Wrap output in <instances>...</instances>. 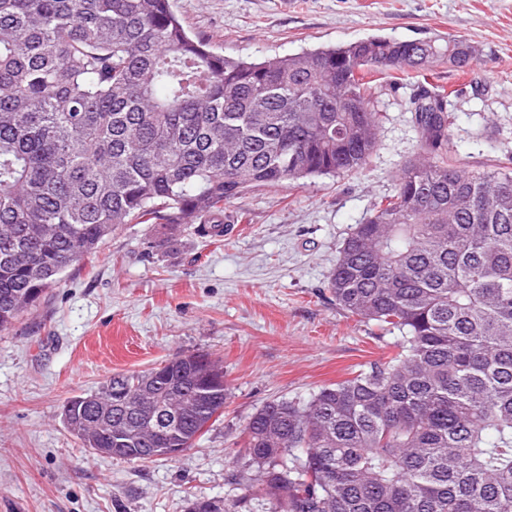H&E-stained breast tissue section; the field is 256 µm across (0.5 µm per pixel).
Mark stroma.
Returning a JSON list of instances; mask_svg holds the SVG:
<instances>
[{"mask_svg": "<svg viewBox=\"0 0 512 512\" xmlns=\"http://www.w3.org/2000/svg\"><path fill=\"white\" fill-rule=\"evenodd\" d=\"M187 29L245 60L382 35L462 38L478 58L452 90L450 148L469 169L512 150V0H174ZM414 85L386 87L379 146L355 174L251 190L222 240L128 224L74 263L46 301L0 332V512H183L195 496L243 494L236 455L250 417L368 369L396 332L360 321L325 289L338 250L422 151ZM221 362L224 413L181 455L149 463L89 453L64 426L70 396L182 353Z\"/></svg>", "mask_w": 512, "mask_h": 512, "instance_id": "stroma-1", "label": "stroma"}]
</instances>
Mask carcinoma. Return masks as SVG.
I'll return each instance as SVG.
<instances>
[{
	"mask_svg": "<svg viewBox=\"0 0 512 512\" xmlns=\"http://www.w3.org/2000/svg\"><path fill=\"white\" fill-rule=\"evenodd\" d=\"M471 44L371 37L259 62L213 50L172 0H0V332L126 224L224 236V205L255 188L363 169L382 79ZM447 100L412 101L425 156L406 164L343 241L336 305L400 333L397 351L307 399H275L244 428V497L184 512H512V165L467 171L448 150ZM145 385L156 391L147 399ZM61 408L86 448L150 461L144 413L177 407L165 447L190 448L224 412L206 353L115 374Z\"/></svg>",
	"mask_w": 512,
	"mask_h": 512,
	"instance_id": "obj_1",
	"label": "carcinoma"
}]
</instances>
